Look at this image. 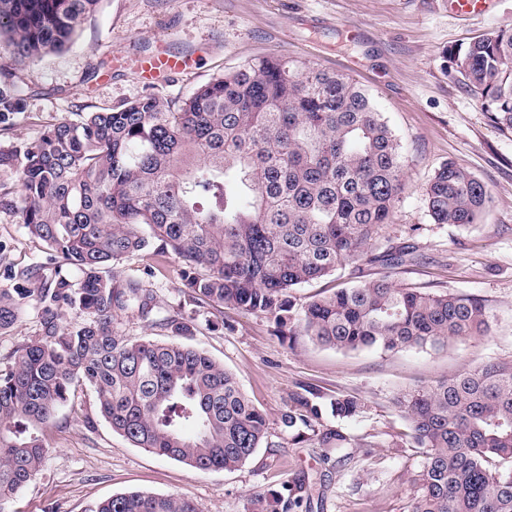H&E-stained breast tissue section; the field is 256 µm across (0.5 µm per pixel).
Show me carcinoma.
Wrapping results in <instances>:
<instances>
[{
    "label": "carcinoma",
    "instance_id": "1",
    "mask_svg": "<svg viewBox=\"0 0 512 512\" xmlns=\"http://www.w3.org/2000/svg\"><path fill=\"white\" fill-rule=\"evenodd\" d=\"M98 0H0V45L19 62L61 50ZM461 84L512 128V31L449 52ZM23 90L0 71V129L21 110ZM404 157L368 93L350 78L267 56L220 74L190 96L154 94L82 112L45 128L23 150L0 146V170L18 177L0 196L28 233L70 271L40 291L39 337L0 371V512L38 476L40 431L79 388L93 391L112 430L132 445L199 471L236 470L268 437L266 416L236 377L187 340L193 318L156 315L152 289L116 283L108 269L141 251L173 252L195 302L273 319L288 339L339 351L443 348L489 335L476 298L400 288L381 277L309 301L288 292L347 263L413 260L409 247L372 253L404 189ZM436 224L470 226L486 210L485 185L452 163L426 188ZM24 288L0 289V333L20 320ZM128 314L174 336L132 342L115 327ZM320 390L301 384L280 426L288 443L325 460L350 445L322 421ZM400 439L423 449L411 512H512V361L469 371L393 399ZM352 418L355 396L329 400ZM251 512H309L312 488L291 477ZM96 512H200L192 500L141 491L117 494Z\"/></svg>",
    "mask_w": 512,
    "mask_h": 512
}]
</instances>
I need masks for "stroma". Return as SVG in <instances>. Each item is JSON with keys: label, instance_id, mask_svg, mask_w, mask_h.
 <instances>
[{"label": "stroma", "instance_id": "35a3bbf8", "mask_svg": "<svg viewBox=\"0 0 512 512\" xmlns=\"http://www.w3.org/2000/svg\"><path fill=\"white\" fill-rule=\"evenodd\" d=\"M512 30V0H491L479 14H457L452 0H99L82 30L62 51L35 64L15 62L0 49V68L24 92L0 143L24 148L50 124L78 113L113 108L153 93L179 100L220 73L263 56L303 60L345 75L370 93L399 139L406 188L384 226L376 252L414 247L418 260L398 268L363 262L290 291L296 307L371 278L397 285L464 294L480 300L490 335L432 349L384 354L340 352L306 339L289 343L269 318L236 310L217 312L189 302L172 254L145 251L111 267L115 281L143 280L160 315H192L191 342L233 372L272 426L267 446L234 471L199 472L134 447L112 431L92 391L77 392L56 422L42 431L48 453L39 477L13 503L15 512H95L104 499L129 491L181 495L201 512H249L289 476L314 486L311 512H408L421 449L392 447L405 421L393 397L471 369L488 360L512 361V129L499 125L480 97L451 72L446 50L464 51L475 38ZM188 55L186 73L142 86L141 57ZM454 162L478 178L490 203L478 224L434 223L425 190L435 171ZM39 269L31 287L45 288L62 270L30 237L16 210L0 207V288L15 275ZM39 306L29 300L22 321L0 334V370L37 337ZM324 397L350 394L365 407L340 423L351 439L369 438L371 453L351 448L347 466L322 460L318 449L293 448L278 424L298 384Z\"/></svg>", "mask_w": 512, "mask_h": 512}]
</instances>
